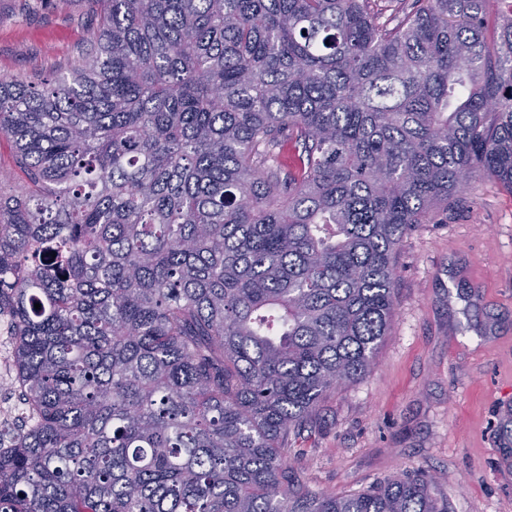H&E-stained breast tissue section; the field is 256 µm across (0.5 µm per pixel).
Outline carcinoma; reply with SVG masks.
<instances>
[{
  "label": "carcinoma",
  "mask_w": 512,
  "mask_h": 512,
  "mask_svg": "<svg viewBox=\"0 0 512 512\" xmlns=\"http://www.w3.org/2000/svg\"><path fill=\"white\" fill-rule=\"evenodd\" d=\"M96 2L69 77H0V512H448L319 495L288 436L371 371L403 238L512 194V0ZM28 421L26 403L15 404L11 402V398L0 403V424L2 426L18 430L22 424L25 426Z\"/></svg>",
  "instance_id": "1"
}]
</instances>
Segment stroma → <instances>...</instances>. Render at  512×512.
Listing matches in <instances>:
<instances>
[{"instance_id": "obj_1", "label": "stroma", "mask_w": 512, "mask_h": 512, "mask_svg": "<svg viewBox=\"0 0 512 512\" xmlns=\"http://www.w3.org/2000/svg\"><path fill=\"white\" fill-rule=\"evenodd\" d=\"M96 0H0V75L68 74ZM395 324L363 380L289 436L317 493L423 472L448 512H512V194L473 179L398 251Z\"/></svg>"}]
</instances>
